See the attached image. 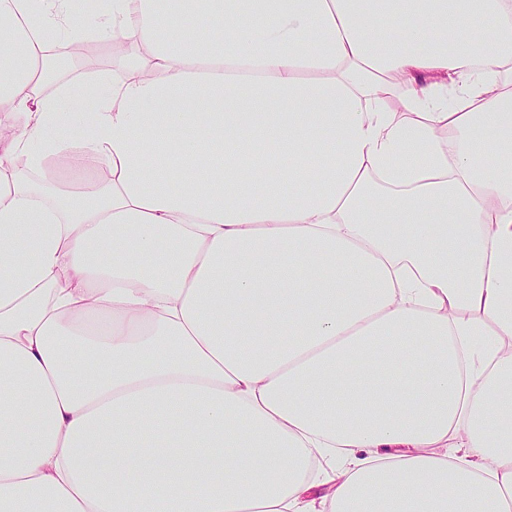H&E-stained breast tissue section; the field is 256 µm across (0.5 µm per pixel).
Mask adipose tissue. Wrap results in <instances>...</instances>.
Segmentation results:
<instances>
[{
	"label": "adipose tissue",
	"mask_w": 512,
	"mask_h": 512,
	"mask_svg": "<svg viewBox=\"0 0 512 512\" xmlns=\"http://www.w3.org/2000/svg\"><path fill=\"white\" fill-rule=\"evenodd\" d=\"M509 71L512 0H0V512H512ZM99 44L101 45L102 51L100 56L95 62H93V64H87L81 60L76 59L71 68L66 70V72L70 73L71 75L83 77L87 74L100 71L98 74L112 77V68L114 67L113 65L116 58L112 56V53L109 51V47L105 46L107 44Z\"/></svg>",
	"instance_id": "1"
}]
</instances>
